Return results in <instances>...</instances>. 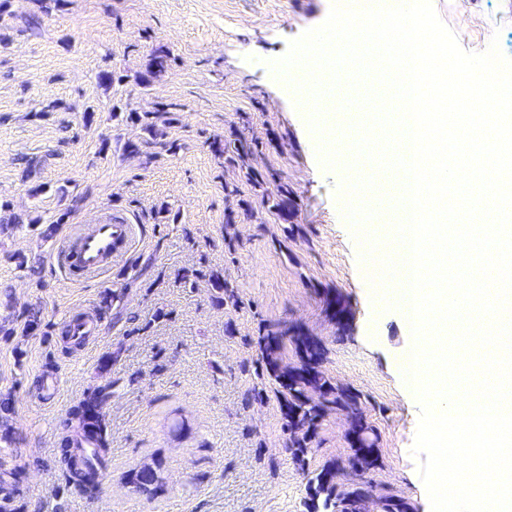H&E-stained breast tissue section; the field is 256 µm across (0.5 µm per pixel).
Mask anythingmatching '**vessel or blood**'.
<instances>
[{
    "mask_svg": "<svg viewBox=\"0 0 512 512\" xmlns=\"http://www.w3.org/2000/svg\"><path fill=\"white\" fill-rule=\"evenodd\" d=\"M72 248L62 255L61 273L69 283L81 285L99 280L121 250L133 240V227L103 218L94 224H73L66 232ZM101 333L98 322L90 317L70 321L69 334L78 344L90 342Z\"/></svg>",
    "mask_w": 512,
    "mask_h": 512,
    "instance_id": "vessel-or-blood-1",
    "label": "vessel or blood"
}]
</instances>
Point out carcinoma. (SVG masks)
Wrapping results in <instances>:
<instances>
[{
    "label": "carcinoma",
    "mask_w": 512,
    "mask_h": 512,
    "mask_svg": "<svg viewBox=\"0 0 512 512\" xmlns=\"http://www.w3.org/2000/svg\"><path fill=\"white\" fill-rule=\"evenodd\" d=\"M170 59V51L160 46L150 55L146 70L139 76L140 85L147 87L153 79L165 71ZM169 113L163 106L154 112H146L138 117L142 129L149 138L155 140L166 136V120L162 115ZM236 157L228 155V146L217 144L213 147L216 155L224 162L233 165L236 159L251 152V145L245 139L233 145ZM281 335L269 333L264 339L263 351L266 358V372L276 390L283 397V407L288 429L294 433L291 444L292 454L297 460H304L309 451V443L315 424L333 409H343L350 413L351 433L359 446L354 448L349 460L350 468L365 473L377 466L375 446L377 436L374 429L356 409L357 395L348 389L335 387L321 370L324 350L319 343L308 338L301 340L302 357L298 367L280 372L278 360L274 357ZM62 462L66 466L74 484L84 493L92 495L99 487L101 468L108 452L106 441H101L92 449V456L71 447L66 442ZM336 473L327 466L308 479L310 498L305 503L307 512H359V499L365 491L361 483L348 490H340L335 482Z\"/></svg>",
    "instance_id": "cac0c4a2"
}]
</instances>
